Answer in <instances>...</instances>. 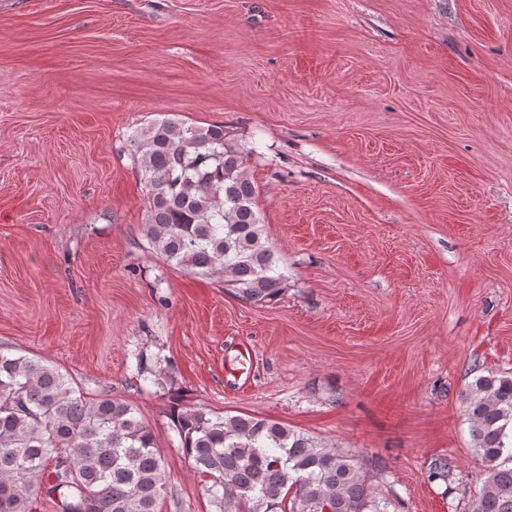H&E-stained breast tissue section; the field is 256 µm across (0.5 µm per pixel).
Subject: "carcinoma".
Listing matches in <instances>:
<instances>
[{
    "instance_id": "1",
    "label": "carcinoma",
    "mask_w": 512,
    "mask_h": 512,
    "mask_svg": "<svg viewBox=\"0 0 512 512\" xmlns=\"http://www.w3.org/2000/svg\"><path fill=\"white\" fill-rule=\"evenodd\" d=\"M154 252L200 275H224L243 301L282 292L264 239L245 154L224 125L167 119L137 143ZM138 376L163 385L161 363ZM482 472L469 512H512V377L480 375L462 394ZM180 448L211 478L217 512H389L346 452L279 422L201 406L174 409ZM165 465L152 430L128 403L88 401L54 366L0 351V512H156Z\"/></svg>"
}]
</instances>
